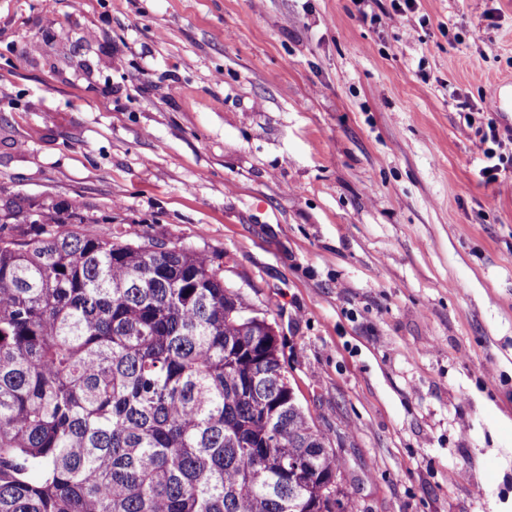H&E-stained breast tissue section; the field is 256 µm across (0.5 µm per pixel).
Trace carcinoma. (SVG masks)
Masks as SVG:
<instances>
[{"label":"carcinoma","instance_id":"1","mask_svg":"<svg viewBox=\"0 0 512 512\" xmlns=\"http://www.w3.org/2000/svg\"><path fill=\"white\" fill-rule=\"evenodd\" d=\"M86 223L0 208V512H352L222 269Z\"/></svg>","mask_w":512,"mask_h":512}]
</instances>
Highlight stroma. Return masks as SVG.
<instances>
[{"label": "stroma", "mask_w": 512, "mask_h": 512, "mask_svg": "<svg viewBox=\"0 0 512 512\" xmlns=\"http://www.w3.org/2000/svg\"><path fill=\"white\" fill-rule=\"evenodd\" d=\"M510 110L512 0H0V205L207 253L354 512H512ZM478 139L473 141L475 148L480 152L484 159V166L480 169L479 174L486 183H493L498 180L499 172L502 170L501 165H504L505 154L500 152L506 148L507 144L501 140L496 127L491 123L488 124V129L478 130L476 132ZM491 142L498 147V152L491 147H485L488 142Z\"/></svg>", "instance_id": "stroma-1"}]
</instances>
